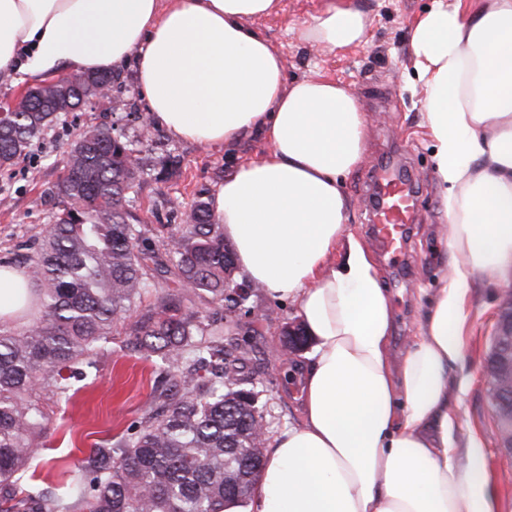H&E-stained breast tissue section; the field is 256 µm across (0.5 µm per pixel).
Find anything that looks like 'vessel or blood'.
Instances as JSON below:
<instances>
[{"instance_id": "b4317fda", "label": "vessel or blood", "mask_w": 512, "mask_h": 512, "mask_svg": "<svg viewBox=\"0 0 512 512\" xmlns=\"http://www.w3.org/2000/svg\"><path fill=\"white\" fill-rule=\"evenodd\" d=\"M374 196L373 235L386 254L403 255L407 227L416 219L414 188L406 180L379 176L374 181Z\"/></svg>"}]
</instances>
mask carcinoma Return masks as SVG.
I'll return each instance as SVG.
<instances>
[{
  "label": "carcinoma",
  "mask_w": 512,
  "mask_h": 512,
  "mask_svg": "<svg viewBox=\"0 0 512 512\" xmlns=\"http://www.w3.org/2000/svg\"><path fill=\"white\" fill-rule=\"evenodd\" d=\"M85 94L122 93L120 75L93 73L43 81L26 93L0 129V167L29 152L53 127L55 104ZM171 155L145 160L102 123L72 144L62 177L50 189L56 211L28 258L42 287L41 315L22 326L0 325V512H224L243 508L260 471L242 465L255 416L242 391H257L236 363L248 349L234 341L248 300L234 255L214 222L209 190L183 212L170 208L151 227L127 208L144 170L174 175ZM165 251H160L157 244ZM176 276L143 304L148 272ZM196 297L213 310L187 306ZM166 365L137 424L112 446H99L67 471L63 492L35 482L38 454L50 432L49 407L76 393L72 381L99 376L112 340Z\"/></svg>",
  "instance_id": "1"
}]
</instances>
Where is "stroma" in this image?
I'll list each match as a JSON object with an SVG mask.
<instances>
[{
  "label": "stroma",
  "instance_id": "stroma-1",
  "mask_svg": "<svg viewBox=\"0 0 512 512\" xmlns=\"http://www.w3.org/2000/svg\"><path fill=\"white\" fill-rule=\"evenodd\" d=\"M326 0H280L278 12L257 21L256 27L280 53L285 79L293 81L320 75L345 84L371 118L363 164L345 181L351 203L348 232L367 239L366 181L381 168L394 167L417 188L416 222L412 226L405 259L375 255L381 284L392 305L390 347L401 352L432 306L431 289L441 287L451 250L439 231L444 224L439 187L434 170V148L425 125L422 90L410 56V35L415 21L433 0H353L369 16L364 40L342 51L296 41L293 32L319 11ZM126 84L123 99L114 100L110 113L88 106L60 117L53 129L34 141L29 153L6 170L0 169V266L21 267L38 247L40 232L52 221L49 189L66 164L71 142L100 122L118 123L134 150L139 122L125 119L126 101H141L132 69L121 71ZM161 146L180 156L174 176L158 181L145 174L130 194V210L150 224L168 203L190 206L197 191L219 188L236 166L259 158L269 145L258 133L224 146L205 147L161 133ZM512 293V273L496 280L478 275L468 295L469 317L464 338L466 356L451 377L468 376L469 388L456 410L458 434H478L486 448L491 488L500 512H512V452L496 442V421L491 410L489 384L480 368L490 352L492 334L502 312L505 295ZM248 355L242 375L260 382L259 398L266 433L275 437L296 418L299 376L305 353L281 359V331L296 315L287 301L259 294L251 298ZM161 378L158 361L145 360L126 350H114L96 380L79 385L77 393L57 415L38 471L56 480L61 469L75 466L94 445L125 434L148 408L155 384Z\"/></svg>",
  "mask_w": 512,
  "mask_h": 512
}]
</instances>
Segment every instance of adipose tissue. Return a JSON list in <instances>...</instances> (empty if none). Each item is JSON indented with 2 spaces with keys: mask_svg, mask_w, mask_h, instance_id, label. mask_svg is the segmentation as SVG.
<instances>
[{
  "mask_svg": "<svg viewBox=\"0 0 512 512\" xmlns=\"http://www.w3.org/2000/svg\"><path fill=\"white\" fill-rule=\"evenodd\" d=\"M280 0H0V73L37 82L133 67L157 127L203 146L269 144L214 201L245 278L288 300L314 345L298 418L268 444L252 512H499L478 436L457 438L475 274L512 269V0H435L410 36L454 259L419 336L347 234L344 181L370 119L342 84L286 81L255 28ZM369 19L328 0L296 39L340 51Z\"/></svg>",
  "mask_w": 512,
  "mask_h": 512,
  "instance_id": "adipose-tissue-1",
  "label": "adipose tissue"
}]
</instances>
